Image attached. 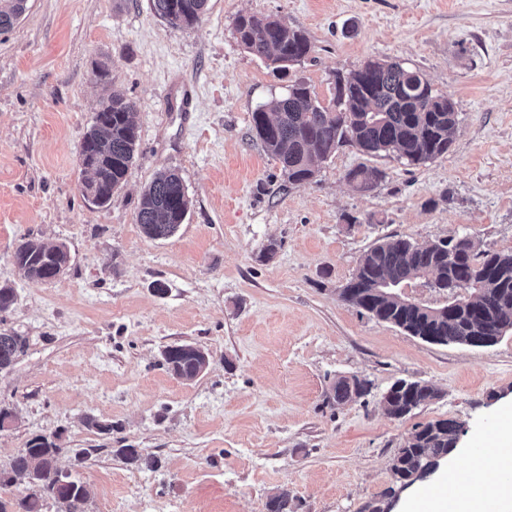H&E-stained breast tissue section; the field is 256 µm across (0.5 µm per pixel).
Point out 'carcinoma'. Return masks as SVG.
I'll list each match as a JSON object with an SVG mask.
<instances>
[{
    "mask_svg": "<svg viewBox=\"0 0 512 512\" xmlns=\"http://www.w3.org/2000/svg\"><path fill=\"white\" fill-rule=\"evenodd\" d=\"M27 0H0V32H6L26 10ZM156 16L175 30L196 24L208 0H150ZM238 42L251 54L264 58L278 71L288 70L312 52L304 32L288 21L270 15L240 14L235 20ZM337 108L321 105L304 82L288 86V94L258 106L252 112L253 130L264 150L278 160L291 185L305 184L315 177V161L332 156L338 146L350 143L371 156L394 154L409 165L431 161L448 152L459 118L455 104L433 92L430 82L417 69L400 62L372 61L365 69L336 73ZM136 105L112 93L95 113L84 137L98 167L92 171V186L99 205H107L125 181L137 146L133 121ZM382 172L355 170L348 178L365 190ZM189 200L179 174L159 171L143 191L137 223L155 239L169 238L184 223ZM14 262L28 277L50 280L59 268H67L69 254L64 245L38 240L21 242ZM415 276L445 297L432 307L407 303L383 281ZM340 299L378 321L392 324L411 336H435L441 345H468L490 336L512 332V251L480 248L470 234L426 245L406 239L381 241L361 257L352 278L340 289ZM27 348L26 337L0 328V371L13 366ZM202 348L190 343L170 345L163 351L164 365L179 379L200 372ZM371 391L370 383L356 376L340 377L330 398L341 404ZM388 416L400 420L439 397L431 385L404 380L388 389ZM461 425L452 419L420 424L391 459L395 486L371 499L359 512H391L402 489L431 479L440 462L453 452ZM61 448L51 439L38 437L17 453L9 472L24 479L32 493L18 503L22 512H42L44 502L59 503L61 512H87L88 492L71 476L58 477L50 462ZM118 453L139 469L154 471L158 460L138 448H120ZM266 512H295L294 498L286 490L270 496Z\"/></svg>",
    "mask_w": 512,
    "mask_h": 512,
    "instance_id": "cac0c4a2",
    "label": "carcinoma"
}]
</instances>
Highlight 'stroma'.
Segmentation results:
<instances>
[{"label":"stroma","instance_id":"obj_1","mask_svg":"<svg viewBox=\"0 0 512 512\" xmlns=\"http://www.w3.org/2000/svg\"><path fill=\"white\" fill-rule=\"evenodd\" d=\"M241 13L284 18L310 55L275 70L238 42ZM368 60L406 63L455 103L448 152L407 166L345 145L312 183L288 184L252 113L297 81L329 104L337 72ZM98 66L111 86L94 81ZM113 91L135 102L138 141L98 207L81 193L79 149ZM165 168L191 206L158 240L136 213ZM360 168L384 177L359 191L345 175ZM464 233L512 250V0H208L182 30L150 0H28L0 33V284L16 292L0 328L28 341L0 372V407L15 415L0 469L47 436L87 487V512H266L282 489L297 512H358L391 485L390 459L416 425L457 420L463 452L512 404V333L490 347L430 344L339 298L379 239ZM28 239L66 246L59 279L17 268ZM177 343L209 352L202 376L168 372L162 352ZM350 375L370 394L327 401ZM399 379L439 397L392 419L380 398ZM124 448L159 468H134Z\"/></svg>","mask_w":512,"mask_h":512}]
</instances>
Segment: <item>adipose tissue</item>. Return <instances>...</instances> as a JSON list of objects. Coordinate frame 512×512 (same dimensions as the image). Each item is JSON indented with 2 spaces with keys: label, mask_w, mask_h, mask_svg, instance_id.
Listing matches in <instances>:
<instances>
[{
  "label": "adipose tissue",
  "mask_w": 512,
  "mask_h": 512,
  "mask_svg": "<svg viewBox=\"0 0 512 512\" xmlns=\"http://www.w3.org/2000/svg\"><path fill=\"white\" fill-rule=\"evenodd\" d=\"M503 417V423L485 439L483 454L467 451L463 464L445 467L437 487L414 491L396 512H486V501L493 494L500 504L512 503L511 495L498 494L496 484L480 483L483 476L512 472V407Z\"/></svg>",
  "instance_id": "adipose-tissue-1"
}]
</instances>
